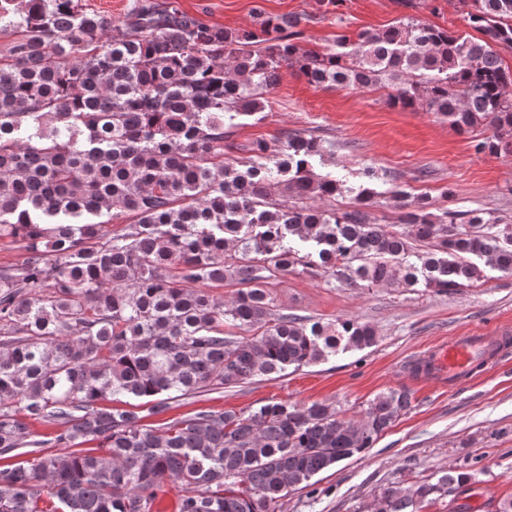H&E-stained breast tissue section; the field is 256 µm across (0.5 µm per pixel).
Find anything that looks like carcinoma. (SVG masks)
Masks as SVG:
<instances>
[{"instance_id": "cac0c4a2", "label": "carcinoma", "mask_w": 512, "mask_h": 512, "mask_svg": "<svg viewBox=\"0 0 512 512\" xmlns=\"http://www.w3.org/2000/svg\"><path fill=\"white\" fill-rule=\"evenodd\" d=\"M459 2L484 38L406 15L300 55L290 15L231 29L138 2L114 25L82 0H0V240L23 251L0 267V512H154L168 481L184 489L177 512H274L410 410L411 393L390 388L356 423L273 400L142 423L171 399L377 344L366 322L277 310L270 286L289 272L444 293L488 268L512 274L511 224L436 214L426 196L375 224V188L318 172L312 134L224 161L235 120L264 111L285 66L316 86L388 89L461 133L492 131L476 151H511L512 72L495 47L512 49V0ZM121 214L133 221L112 229ZM226 282L228 303L205 290ZM115 397L136 405L106 407ZM31 421L60 431L44 439ZM476 476L465 460L388 485L375 512L440 499L469 512Z\"/></svg>"}]
</instances>
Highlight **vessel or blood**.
Instances as JSON below:
<instances>
[{"instance_id": "b4317fda", "label": "vessel or blood", "mask_w": 512, "mask_h": 512, "mask_svg": "<svg viewBox=\"0 0 512 512\" xmlns=\"http://www.w3.org/2000/svg\"><path fill=\"white\" fill-rule=\"evenodd\" d=\"M511 336L512 328L502 326L491 334L475 332L453 337L425 353L428 375L441 384L455 386L469 377L478 362L487 360Z\"/></svg>"}]
</instances>
